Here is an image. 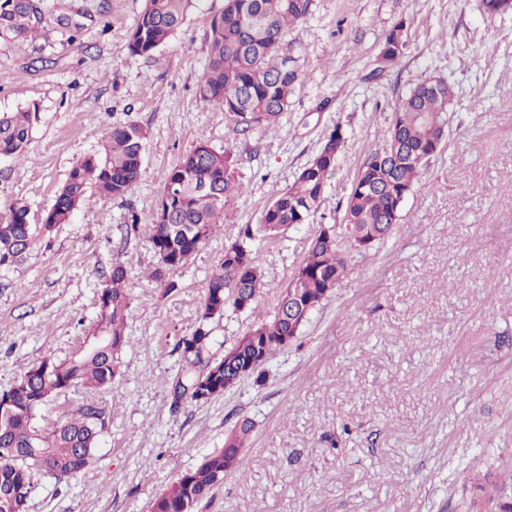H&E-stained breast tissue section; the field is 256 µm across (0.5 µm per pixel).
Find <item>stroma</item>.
I'll use <instances>...</instances> for the list:
<instances>
[{
	"label": "stroma",
	"mask_w": 512,
	"mask_h": 512,
	"mask_svg": "<svg viewBox=\"0 0 512 512\" xmlns=\"http://www.w3.org/2000/svg\"><path fill=\"white\" fill-rule=\"evenodd\" d=\"M73 6L75 41L51 22L25 49L0 47V112L38 115L26 156L0 159V214L21 202L42 223L108 128L134 120L147 139L126 199L93 197L0 272V393L33 364L80 348L113 267L126 269L130 295L111 389L71 388L34 419L45 426L97 403L107 422L94 460L69 481L41 478L26 512H151L245 418L253 431L236 478L195 512H462L485 475L512 474V13L486 14L482 0H314L287 36L300 67L287 112L276 129L241 132L197 94L209 16L224 0H207L148 56L127 48L143 0ZM400 20L406 49L381 68L384 35ZM435 74L455 90L448 142L425 163L390 237L350 251L339 287L267 361L265 385L248 378L208 402L174 404L176 345L195 329L225 243L258 224L342 127L345 148L313 223L259 251L256 312L229 308L212 321L218 357L255 313H274L318 226L341 223L394 104ZM202 142L232 153L243 191L167 296L150 277V228L165 173Z\"/></svg>",
	"instance_id": "obj_1"
}]
</instances>
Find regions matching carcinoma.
<instances>
[{
  "label": "carcinoma",
  "instance_id": "carcinoma-1",
  "mask_svg": "<svg viewBox=\"0 0 512 512\" xmlns=\"http://www.w3.org/2000/svg\"><path fill=\"white\" fill-rule=\"evenodd\" d=\"M197 0H144L131 30L128 50L148 55L169 42L183 26ZM313 0H224V9L210 16L211 38L207 62L197 85L199 97L217 106L236 125L278 124L288 110L299 80L297 60L290 54L288 30L311 14ZM69 30V40L81 24L71 5L61 2L49 10L44 0H0V47L21 46L34 40L48 21ZM406 47L405 22L386 34L379 57L394 65ZM454 91L442 75L417 83L392 109L383 144L364 159L346 199L343 223L315 233L307 256L296 267L288 287L298 293L294 314H288L283 291L278 309L262 318L234 343L238 362L224 369V359L210 354V322L224 309L251 310L263 286L258 251L252 242L272 244L291 228L309 223L324 203L329 177L344 145L341 127L327 136L320 152L299 171L295 180L261 213L256 228L246 226L238 239L224 244V262L207 283L194 331L182 337L178 348L184 364L172 384L174 402L187 397L200 403L224 393L245 378L265 381L264 365L286 347L284 337L296 340L310 316L331 293L328 284H340L348 248L370 239L384 241L401 217L402 208L420 177L423 162L433 157L448 139V107ZM30 111L0 113V157L20 158L31 141ZM146 134L129 120L106 132L102 151L77 161L47 212L44 223H29V209L17 203L0 216V269L21 261L37 236L72 214L92 195L124 198L141 178ZM207 185L211 198L197 190ZM242 183L230 154L206 143L182 156L165 174L159 212L150 229V243L158 264L151 278L167 294L180 284L169 274L188 264L227 219L225 208L239 194ZM126 270L117 266L99 294L98 322L89 332L85 349L63 360H44L29 368L9 390L0 394V512H25L38 477L70 480L91 463L99 433L105 428L104 409L86 403L49 427L33 424L36 413L61 392L82 386L106 390L120 374V355L126 345L124 283ZM252 422L245 419L224 439V446L202 457L154 500L152 512H194L197 504L236 476ZM512 512L509 491L477 483L466 512Z\"/></svg>",
  "mask_w": 512,
  "mask_h": 512
}]
</instances>
